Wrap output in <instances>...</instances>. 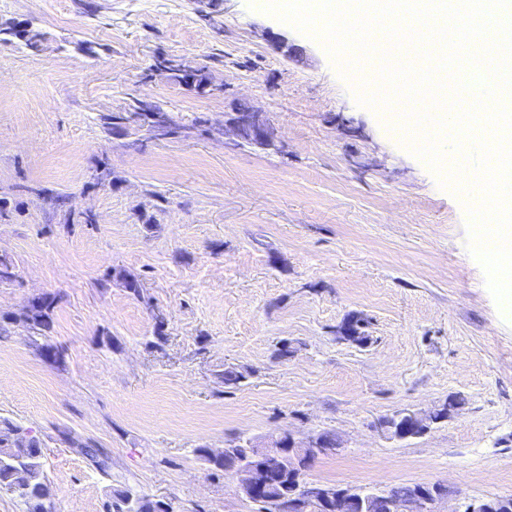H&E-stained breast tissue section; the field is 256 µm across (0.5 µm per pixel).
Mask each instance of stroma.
Instances as JSON below:
<instances>
[{"label":"stroma","instance_id":"stroma-1","mask_svg":"<svg viewBox=\"0 0 512 512\" xmlns=\"http://www.w3.org/2000/svg\"><path fill=\"white\" fill-rule=\"evenodd\" d=\"M18 22L44 49L0 43V259L16 274L0 285V418L40 438L55 512H106L119 491L257 512L197 451L284 431L342 443L311 486L439 483V512L512 494V320L466 212L493 133L446 141L464 174L443 185L357 104L362 70L342 73L262 0H0V24ZM159 58L205 67L213 90L152 76ZM135 99L184 133L107 132L102 116ZM245 104L278 150L225 135ZM41 296L56 300L47 336L24 322ZM353 314L368 346L340 337ZM228 367L245 381L225 385ZM452 395L423 437L378 427Z\"/></svg>","mask_w":512,"mask_h":512}]
</instances>
